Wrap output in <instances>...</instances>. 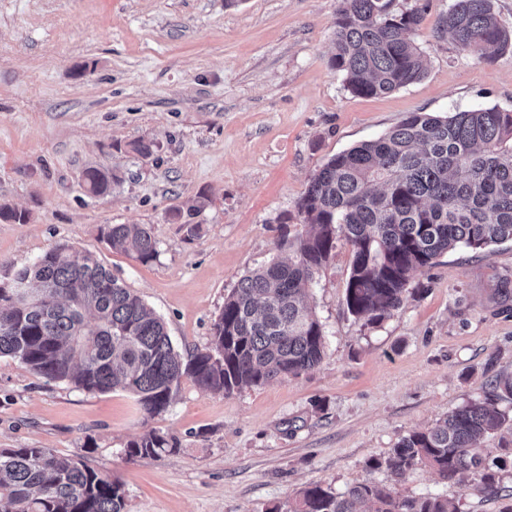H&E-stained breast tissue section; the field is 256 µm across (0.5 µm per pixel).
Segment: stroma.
<instances>
[{
	"instance_id": "stroma-1",
	"label": "stroma",
	"mask_w": 512,
	"mask_h": 512,
	"mask_svg": "<svg viewBox=\"0 0 512 512\" xmlns=\"http://www.w3.org/2000/svg\"><path fill=\"white\" fill-rule=\"evenodd\" d=\"M453 2L393 0V11H424L412 38L427 71L363 97L329 65L338 0H0V203L29 215L0 221V281L56 246L84 249L164 319L182 355L208 347L240 278L288 257L278 219L296 217L330 157L411 112L512 110V51L486 61L458 50L438 32ZM139 139L157 151L133 154ZM90 166L111 172L110 192L86 191ZM200 193L204 210L174 218ZM109 224L151 225L157 257L112 248ZM351 262L338 243L309 286L326 342L317 367L229 396L186 378L148 421L127 392L86 393L1 356L0 448L84 460L119 480L125 512H269L310 484L366 482L503 512L511 463L495 495L471 477L425 466L395 477L369 463L512 373V302L496 294L512 280V243L441 255L374 325L346 307ZM148 427L176 451L127 460Z\"/></svg>"
}]
</instances>
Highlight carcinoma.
I'll use <instances>...</instances> for the list:
<instances>
[{"mask_svg":"<svg viewBox=\"0 0 512 512\" xmlns=\"http://www.w3.org/2000/svg\"><path fill=\"white\" fill-rule=\"evenodd\" d=\"M391 0H339L333 70L355 95H386L425 74L410 38L422 10L401 14ZM439 32L486 60L512 50L492 0H454ZM87 191L103 195L112 177L83 171ZM301 228L283 217L272 259L243 276L224 298L210 345L179 353L166 323L90 251L61 245L0 284V356L19 360L48 381L88 393L133 395L144 421L166 411L181 380L226 395L276 378L297 377L325 353L319 320L305 304L314 275L340 241L350 247L348 311L371 324L397 311L410 277L460 246L484 249L512 242V112L496 106L450 117L410 112L381 137L332 156L311 177L297 203ZM105 235L148 262L157 241L147 224H112ZM29 290L30 300L19 297ZM512 374L498 375L483 397L448 412L435 426L413 430L388 456L371 462L394 476L425 465L445 479L477 477L488 492L512 458ZM499 436L489 461L482 442ZM176 444L154 429L127 445L130 460L158 458ZM120 483L80 459L47 448H0V512H124ZM288 512H459L443 496L401 497L389 485L362 483L345 493L320 484L297 492Z\"/></svg>","mask_w":512,"mask_h":512,"instance_id":"1","label":"carcinoma"}]
</instances>
